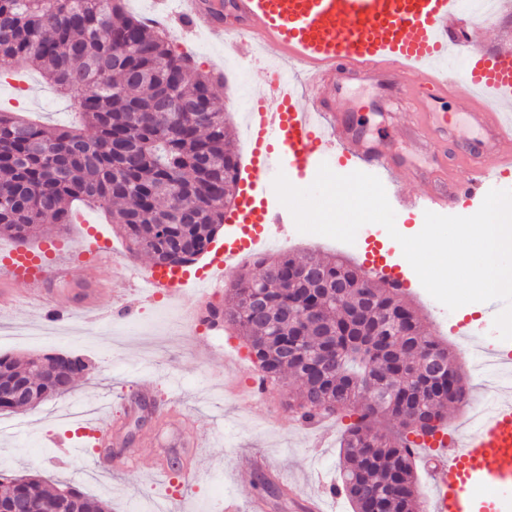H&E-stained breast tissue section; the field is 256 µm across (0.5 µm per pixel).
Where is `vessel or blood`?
<instances>
[{"mask_svg":"<svg viewBox=\"0 0 512 512\" xmlns=\"http://www.w3.org/2000/svg\"><path fill=\"white\" fill-rule=\"evenodd\" d=\"M233 7L244 26H225L203 0H154V25L178 26L187 40L206 34L228 56L270 59L248 114L251 157L223 246L201 277L157 265L143 276L151 296L185 302L187 328L223 327L212 320L208 303L187 300V288L198 281L223 287L225 271L245 261L272 228L290 222V211L274 196L279 172H288L299 188L310 186L323 164L398 175L388 149L366 145L326 106L321 92L342 72L415 75L402 85L415 107L408 126L438 164L424 175L423 191L395 190V211L443 215L455 198L512 190V48L468 50L464 77L456 79L448 67V29L464 18L457 0H233ZM293 68L302 72V86L285 81V70ZM452 96L459 101L453 112L447 109ZM463 118L486 134L487 146L459 154L457 167L469 172L461 183L441 157L449 130ZM0 278L10 285L0 294V314L23 298L42 302L47 283L72 282L69 268L19 248L0 257ZM429 477L432 512H512V395L499 396L475 428L441 448Z\"/></svg>","mask_w":512,"mask_h":512,"instance_id":"b4317fda","label":"vessel or blood"}]
</instances>
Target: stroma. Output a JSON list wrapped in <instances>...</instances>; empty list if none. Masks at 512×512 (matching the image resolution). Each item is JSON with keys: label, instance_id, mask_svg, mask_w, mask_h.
<instances>
[{"label": "stroma", "instance_id": "1", "mask_svg": "<svg viewBox=\"0 0 512 512\" xmlns=\"http://www.w3.org/2000/svg\"><path fill=\"white\" fill-rule=\"evenodd\" d=\"M257 81L256 68L245 60L224 73L217 94L232 134L240 132L244 102L253 95ZM332 103L364 141L389 145L415 171L431 169V157L412 137L396 128L411 104L389 77L354 74L337 91ZM0 107L29 113L51 127L77 120L68 102L44 84L31 67L8 78L0 76ZM84 214L86 223L66 225L51 239L64 244L62 257L78 281L97 284L99 321L110 323L114 320V291L126 282L140 284V275L150 261L144 255L130 254L125 240L103 214L90 208ZM374 233L390 249V263L402 267L408 280L404 292L418 306L428 333L453 350L467 378L470 404L485 402L488 395L473 373L467 344L454 329L457 320L471 317L474 340L483 347L497 345L499 333L493 322L483 317L485 303H470L452 312L440 309L420 288L416 272L387 230L378 224ZM94 234L109 240L115 260L128 274L126 281L113 279L111 269L91 268L84 263L80 251L87 236ZM77 301L74 295L56 300L69 312L60 323L66 333L64 342L12 343L0 346V353L70 352L83 356L90 370L70 393V400L83 406L108 398L107 414L118 421L112 451L123 455L135 452L136 461L100 472L99 448L78 427L54 423L49 416L54 403L49 400L24 414L0 413V482L36 472L49 486H73L86 494L105 497L113 512H154L155 505H169L181 496L188 500L187 512H224L225 499L245 501L262 493L258 472H247L242 467L245 454L260 452L274 470L284 473L288 485L298 493L320 496L324 512H352L344 495H330L328 489L340 482L339 441L355 421V412L346 409L312 425L302 423L284 406L288 394L284 380L268 383L257 404L243 407L224 391L226 346H234L241 356L242 383H249L259 369L233 331L204 334L182 330L181 307L163 300L136 298L131 303L135 321L122 325L124 341L114 345L103 337L92 344L87 340L91 323L80 317ZM143 377L152 378L155 397L178 399L186 417L148 415L137 420L124 416L123 403ZM196 438L203 441V448L192 449ZM156 465L168 467L169 480L151 481L149 473Z\"/></svg>", "mask_w": 512, "mask_h": 512}]
</instances>
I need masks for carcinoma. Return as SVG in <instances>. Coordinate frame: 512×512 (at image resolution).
Here are the masks:
<instances>
[{
    "instance_id": "obj_1",
    "label": "carcinoma",
    "mask_w": 512,
    "mask_h": 512,
    "mask_svg": "<svg viewBox=\"0 0 512 512\" xmlns=\"http://www.w3.org/2000/svg\"><path fill=\"white\" fill-rule=\"evenodd\" d=\"M1 58L37 67L83 125L48 127L0 109V236L25 240L70 224L80 201L106 209L128 250L156 265L183 268L207 252L240 174L216 95L220 77L194 72L124 0H0ZM177 210L190 223H173ZM257 267L231 282L213 314L256 350L265 378L299 380L286 406L302 422L357 412L333 488L353 512H416L409 435L435 436L448 408L467 403L455 356L429 335L398 285L370 281L344 254L270 255ZM300 307L309 317L298 326L289 310ZM88 369L72 353L0 355V381L28 384V397L5 401L0 412L63 397ZM382 419L396 430L382 431ZM66 494L78 512H110L105 499L51 489L36 473L0 486V505L23 496L29 512H54Z\"/></svg>"
}]
</instances>
